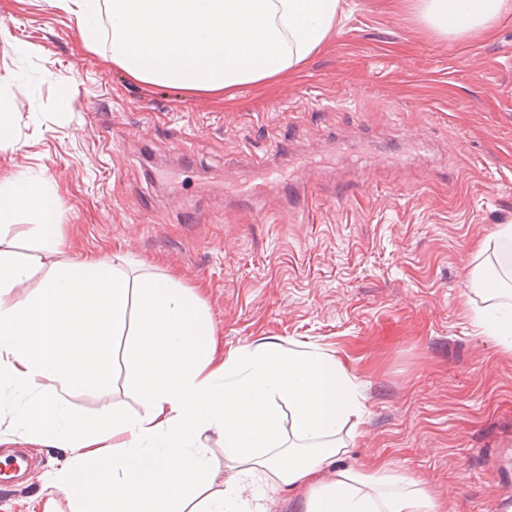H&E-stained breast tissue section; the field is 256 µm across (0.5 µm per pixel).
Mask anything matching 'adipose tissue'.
Here are the masks:
<instances>
[{
	"label": "adipose tissue",
	"mask_w": 512,
	"mask_h": 512,
	"mask_svg": "<svg viewBox=\"0 0 512 512\" xmlns=\"http://www.w3.org/2000/svg\"><path fill=\"white\" fill-rule=\"evenodd\" d=\"M113 65L132 80L215 94L292 71L323 48L342 0H108ZM418 20L454 40L494 30L512 0H412ZM27 214L37 254L0 248V388L41 396L24 427L73 451L46 481L74 498L73 512H248L247 479L263 472L302 512H447L411 475L381 464L339 467L342 432L362 423L354 376L317 347L276 341L219 353L211 319L194 291L173 277L129 279L95 258L57 264L39 292H10L42 258L57 253L55 200L38 180L0 194V223ZM487 295L473 326L512 353V291L472 271ZM135 319H128V311ZM132 324L131 388L145 412L120 408L95 418L61 399L111 382L113 339ZM296 443L283 445L282 422ZM224 444L222 489H210L204 442Z\"/></svg>",
	"instance_id": "1"
}]
</instances>
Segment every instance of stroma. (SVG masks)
<instances>
[{
  "label": "stroma",
  "mask_w": 512,
  "mask_h": 512,
  "mask_svg": "<svg viewBox=\"0 0 512 512\" xmlns=\"http://www.w3.org/2000/svg\"><path fill=\"white\" fill-rule=\"evenodd\" d=\"M90 24L92 49L42 0H0V96L15 109L0 184L45 182L62 238L13 296L55 262L123 252L129 276L200 289L224 350L276 337L339 358L365 406L342 466L393 464L448 512H512V354L470 314L486 301L472 268L495 280L512 260L477 252L512 224V15L454 41L404 0H346L325 48L231 95L130 81ZM269 168L287 192L244 196ZM128 342L114 339L110 388L65 394L73 411L143 414ZM35 397L0 402V468L30 459L0 512H71L45 481L69 451L20 422Z\"/></svg>",
  "instance_id": "1"
}]
</instances>
